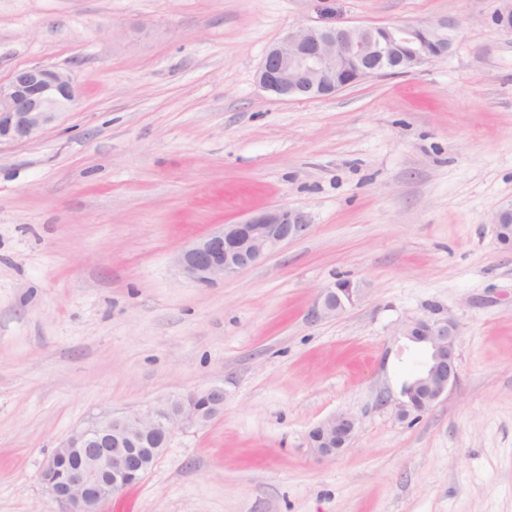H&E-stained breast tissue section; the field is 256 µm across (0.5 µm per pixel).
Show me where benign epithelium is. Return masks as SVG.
<instances>
[{
  "mask_svg": "<svg viewBox=\"0 0 512 512\" xmlns=\"http://www.w3.org/2000/svg\"><path fill=\"white\" fill-rule=\"evenodd\" d=\"M371 35L366 25H309L284 32L262 58L257 81L280 99H322L380 74H407L448 54V21L427 26L389 25ZM77 101L71 73L54 66L18 69L0 81V146L32 141ZM507 205L495 216L497 238L512 228L504 224ZM308 215L274 207L242 222L226 224L176 257L181 272L200 284H212L256 266L282 245L309 229ZM350 284L321 289L309 314L322 319L341 314L353 301ZM410 341L424 346L431 362L413 386L402 392L398 415L407 418L433 408L456 385L457 324L448 318H419L402 328ZM224 403V387L168 399L145 411L106 412L70 433L45 459L40 477L65 512H102V505L135 484L150 470L155 456L175 434L207 423ZM357 428L347 413L333 415L308 434L311 450L334 457L346 450Z\"/></svg>",
  "mask_w": 512,
  "mask_h": 512,
  "instance_id": "benign-epithelium-1",
  "label": "benign epithelium"
}]
</instances>
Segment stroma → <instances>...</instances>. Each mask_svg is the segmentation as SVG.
Masks as SVG:
<instances>
[{
	"label": "stroma",
	"instance_id": "1",
	"mask_svg": "<svg viewBox=\"0 0 512 512\" xmlns=\"http://www.w3.org/2000/svg\"><path fill=\"white\" fill-rule=\"evenodd\" d=\"M512 0H0V80L69 69L77 103L0 148V512H63L45 458L104 411L219 385L105 512H512ZM454 25L447 56L317 100L257 83L286 30ZM286 206L308 233L204 286L178 252ZM350 281L340 315L309 316ZM458 325L459 379L400 418ZM356 417L347 451L308 434ZM402 332L410 341L424 346L431 359L427 369L413 381L414 385L402 392L405 399L398 402V415L407 418L429 411L456 385L458 327L448 318L426 317L405 324Z\"/></svg>",
	"mask_w": 512,
	"mask_h": 512
}]
</instances>
